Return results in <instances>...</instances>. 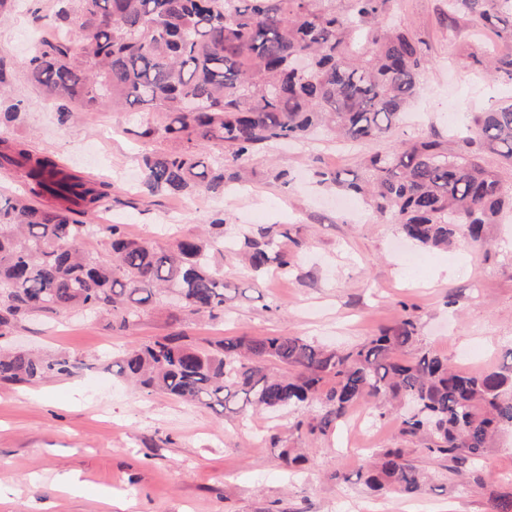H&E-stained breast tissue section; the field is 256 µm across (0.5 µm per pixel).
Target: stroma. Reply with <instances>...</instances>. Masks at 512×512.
Masks as SVG:
<instances>
[{"instance_id":"35a3bbf8","label":"stroma","mask_w":512,"mask_h":512,"mask_svg":"<svg viewBox=\"0 0 512 512\" xmlns=\"http://www.w3.org/2000/svg\"><path fill=\"white\" fill-rule=\"evenodd\" d=\"M56 8L57 0H14L0 18V57L10 71L0 140L23 142L87 179L111 182L110 207L86 223L125 225L130 237L157 247L223 214L227 248L214 267L224 281V314L193 315L159 294L138 305L123 328L108 314L64 312L24 319L0 338L3 346L79 364L72 375L34 385L0 384L4 512H122L108 505L111 497L126 504L123 512H491L493 495L512 491V430L486 455L485 485L413 445L409 456L428 476L422 490L379 495L354 480L358 456L341 445L344 427L319 440L295 431L311 408L244 421L218 407L143 393L114 367L124 350L174 334L201 347L227 336L290 335L343 350L406 317L417 324V349L455 369L478 373L503 364L512 354V209L488 225L486 244L461 239L446 250L419 249L422 265L412 269L401 257L409 244L397 224L358 197L352 208L337 206L336 192L313 177L317 170L360 173L365 157L414 138L459 139L473 115L511 104V84L461 62L483 44L482 35L466 22L449 24L448 0H396L390 22L420 33L429 59L408 120L359 145L327 130L269 145L224 194L194 190L176 198L142 184L143 155L170 147L140 135L161 125V113L102 107L63 122L29 80L25 62L51 37L44 19ZM15 102L21 111L6 118ZM284 168L292 187L276 178ZM259 227L293 253L290 273L248 266L243 237ZM450 298L455 306H447ZM275 431L304 450V470H284L269 444ZM65 471L78 473L80 489L61 490L57 476ZM338 471L350 473V482L332 481Z\"/></svg>"}]
</instances>
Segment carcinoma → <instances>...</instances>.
Instances as JSON below:
<instances>
[{
	"label": "carcinoma",
	"mask_w": 512,
	"mask_h": 512,
	"mask_svg": "<svg viewBox=\"0 0 512 512\" xmlns=\"http://www.w3.org/2000/svg\"><path fill=\"white\" fill-rule=\"evenodd\" d=\"M74 1L84 32L77 47L67 31ZM58 2V36L28 60L29 78L63 118L73 116L74 107L147 105L162 113L159 129L139 133L159 132L174 142L142 158L151 193H224L239 171L203 157L208 146L238 162L262 145L298 140L318 127L333 128L351 143L386 137L427 65L425 40L385 23L394 0ZM458 19L512 46V0H448V21ZM464 64L512 83V51L483 46ZM466 134L512 166V104L479 113ZM0 168L21 172L27 185L23 197L0 198V338L30 313L74 308L109 313L124 328L127 305L144 304L162 289L182 294L194 314L224 312V281L212 269L224 252V219L210 223L216 233L168 249L129 237L122 224H107L112 259L102 260L80 246L91 228L78 216L107 208L111 183L86 180L23 145L4 148ZM365 170L362 182L326 171L316 176L322 184L369 193L374 211L423 248L444 247L463 232L481 242L486 225L512 206V186L480 155L446 141L421 138L376 152ZM244 246L256 269L270 262L283 273L292 268L264 228ZM415 341L409 319L343 352L299 336L226 337L205 349L172 335L125 353L117 367L147 392L240 413L316 402V414L295 424L309 435L327 434L357 406L384 417L407 404L399 435L480 484L481 461L495 436L512 429V362L470 374L427 350L401 357ZM75 368L68 357L0 350L1 383L36 384ZM328 378L334 386L324 392ZM270 445L287 467L304 460L276 435ZM356 477L370 489L404 495L419 492L427 480L404 448L362 456Z\"/></svg>",
	"instance_id": "obj_1"
}]
</instances>
